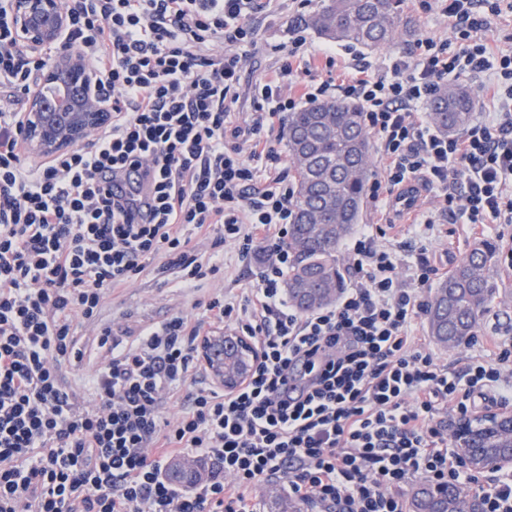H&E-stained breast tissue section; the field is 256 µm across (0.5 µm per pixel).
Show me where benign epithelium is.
Returning <instances> with one entry per match:
<instances>
[{"label": "benign epithelium", "mask_w": 512, "mask_h": 512, "mask_svg": "<svg viewBox=\"0 0 512 512\" xmlns=\"http://www.w3.org/2000/svg\"><path fill=\"white\" fill-rule=\"evenodd\" d=\"M10 13L16 39L31 53L58 45L70 25L63 0H10ZM111 119L112 113L98 102L96 78L85 59L65 52L40 73L27 98L22 145L33 156H55L84 142ZM199 350L212 380L226 391L245 383L260 358L248 337L227 331L202 337ZM451 446L454 463L472 471L511 469L512 413L493 411L477 423H455Z\"/></svg>", "instance_id": "1"}]
</instances>
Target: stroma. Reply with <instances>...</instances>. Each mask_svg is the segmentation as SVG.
Returning a JSON list of instances; mask_svg holds the SVG:
<instances>
[{
	"instance_id": "35a3bbf8",
	"label": "stroma",
	"mask_w": 512,
	"mask_h": 512,
	"mask_svg": "<svg viewBox=\"0 0 512 512\" xmlns=\"http://www.w3.org/2000/svg\"><path fill=\"white\" fill-rule=\"evenodd\" d=\"M322 3L323 0H312L307 11L301 13L288 10L283 5L274 16L261 20L257 47L244 64V83H251L275 66L279 57L274 49L287 46L293 28H302L314 49L326 47V39L307 26L310 13L316 12ZM405 12L411 26L410 33L399 34L392 44L368 52L369 60L381 65L408 51L419 39L450 37L451 23L439 9L424 13L410 2ZM422 207L435 213V223L426 242H418L403 233L394 239L383 238V245H397L405 264H414L418 258L425 257L444 271L456 267L479 239L493 242L497 252L492 275L499 293L484 314L478 333L482 336L498 334L512 342V267L504 261L507 252L512 250V224L494 225L482 238L475 235L470 237L460 225L449 223L447 215L439 212L433 189H425ZM264 265L265 257L261 254L252 260L241 261L236 247L228 243L224 246L223 263L200 281L198 289L184 288L173 282L163 285L156 281L153 274H143L128 288L116 292L106 301L94 324L80 327L86 353L80 365L65 367L67 380L77 385L83 384L96 367L99 356L94 349L93 338L102 328L122 327L134 334L141 327L161 321L177 311L199 317L204 313L201 300L215 293L223 295L226 302L242 304L247 290L258 285Z\"/></svg>"
}]
</instances>
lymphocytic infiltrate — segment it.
I'll return each mask as SVG.
<instances>
[{"label": "lymphocytic infiltrate", "instance_id": "obj_1", "mask_svg": "<svg viewBox=\"0 0 512 512\" xmlns=\"http://www.w3.org/2000/svg\"><path fill=\"white\" fill-rule=\"evenodd\" d=\"M417 4L439 7L451 38L420 39L379 66L315 53L296 29L276 69L246 87L260 0H65L64 45L85 56L112 121L32 163L22 103L54 52H24L0 0V512H257L256 489L275 477L327 512H407L418 480L512 512L511 478L450 466L446 420L512 406V344L492 340L460 366L416 344L433 265L401 274L366 224L344 247L352 282L334 304L302 312L286 297L295 185L266 134L307 103L360 107L384 160L367 185L374 207L417 179L453 223L512 224V50L487 37L512 0ZM318 56L335 80L316 78ZM451 76L476 78L489 116L442 135L427 105ZM129 170L135 184L114 198L103 174ZM227 242L245 260L268 255L242 306L215 295L204 319L175 313L131 341L103 329L84 391L67 383L63 366L85 356L79 324L116 289L149 269L193 286ZM230 324L262 357L227 393L198 348L205 326ZM177 458L206 465L192 488L169 480Z\"/></svg>", "mask_w": 512, "mask_h": 512}]
</instances>
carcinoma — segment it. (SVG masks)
Returning a JSON list of instances; mask_svg holds the SVG:
<instances>
[{
    "label": "carcinoma",
    "instance_id": "obj_1",
    "mask_svg": "<svg viewBox=\"0 0 512 512\" xmlns=\"http://www.w3.org/2000/svg\"><path fill=\"white\" fill-rule=\"evenodd\" d=\"M324 38L368 50L392 43L403 24L402 0H324L309 19ZM474 109L470 91L442 86L430 100V119L442 134L469 123ZM371 142L361 109L346 102L313 103L288 115V153L298 192L295 220L288 233L291 266L285 286L302 312L333 302L344 276L336 252L358 223L371 176ZM495 248L476 244L437 287L426 308L431 336L441 345L462 344L476 329L496 295L490 275ZM195 463L177 462L173 482L189 486ZM412 512H461L460 494L429 485L416 488Z\"/></svg>",
    "mask_w": 512,
    "mask_h": 512
}]
</instances>
